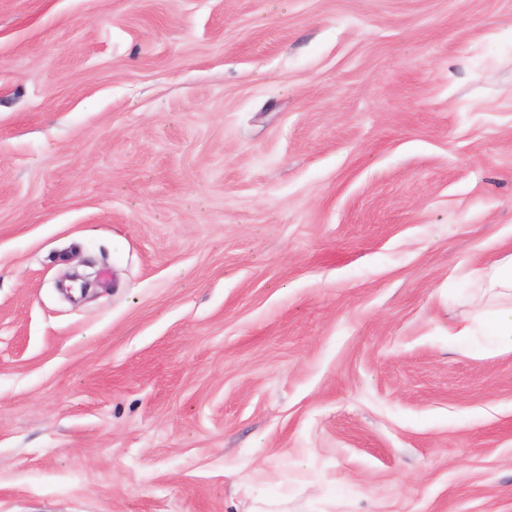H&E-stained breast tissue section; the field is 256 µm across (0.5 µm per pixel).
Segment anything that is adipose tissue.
Listing matches in <instances>:
<instances>
[{
  "label": "adipose tissue",
  "instance_id": "adipose-tissue-1",
  "mask_svg": "<svg viewBox=\"0 0 512 512\" xmlns=\"http://www.w3.org/2000/svg\"><path fill=\"white\" fill-rule=\"evenodd\" d=\"M477 277L484 288L473 305L488 347L512 349V253L480 266Z\"/></svg>",
  "mask_w": 512,
  "mask_h": 512
}]
</instances>
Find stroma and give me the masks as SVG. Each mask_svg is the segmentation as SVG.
<instances>
[{
  "label": "stroma",
  "instance_id": "1",
  "mask_svg": "<svg viewBox=\"0 0 512 512\" xmlns=\"http://www.w3.org/2000/svg\"><path fill=\"white\" fill-rule=\"evenodd\" d=\"M511 252L512 0H0V512H512ZM477 277L485 288L473 298V305L487 336L488 351L502 347L512 350V253L480 266ZM488 296L505 299L506 303L490 309ZM64 280H70L74 283L80 282L79 288H80V299H86L90 296L94 295V288L97 284V279L95 276H93V273H86L84 271H79L78 269H72L68 271L64 276L63 279L59 280L56 287L60 291L66 292L69 298L75 300L73 296L69 294L71 292V287L69 288H63Z\"/></svg>",
  "mask_w": 512,
  "mask_h": 512
}]
</instances>
